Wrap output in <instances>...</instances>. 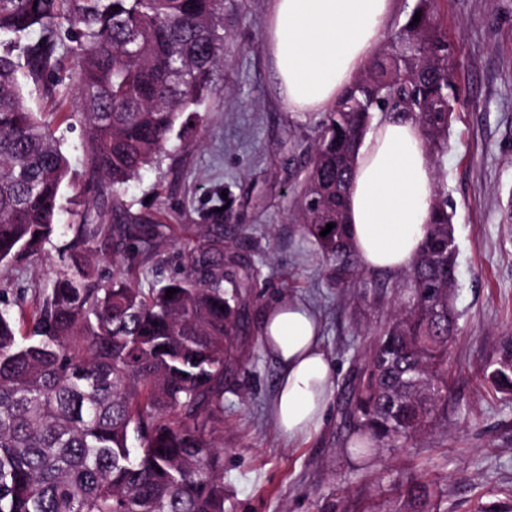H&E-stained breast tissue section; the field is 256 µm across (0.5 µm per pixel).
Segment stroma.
I'll return each mask as SVG.
<instances>
[{
	"label": "stroma",
	"mask_w": 512,
	"mask_h": 512,
	"mask_svg": "<svg viewBox=\"0 0 512 512\" xmlns=\"http://www.w3.org/2000/svg\"><path fill=\"white\" fill-rule=\"evenodd\" d=\"M270 7L271 0H224V67L215 75L216 92L124 195L130 215L176 232L160 252L163 276L183 267L199 225L216 222L224 226L225 246L259 269L236 340L246 364L224 382L223 423L213 431L224 458V512H394L402 503L398 484L413 460L424 463L442 488L446 512H472L476 501L512 492V396L474 376L512 336V0H438V18L458 59L459 100L448 150L436 165L458 249L462 318L453 383L446 420L422 437L420 447L408 454L383 448L364 462L343 451L342 384L353 351L369 343L399 300L366 271L348 287H328L325 258L291 217L324 115L300 119L285 109L265 43ZM76 56L73 43L57 49L63 83L56 99L43 98L33 83L24 88L30 107L51 121L70 178L60 198L61 231L40 256L0 273V296L21 291L30 305L52 287L57 254L76 225L98 214L80 192L87 130L69 79ZM98 271L140 288L153 280L146 266L115 248L100 252ZM288 298L318 312L334 367L324 424L296 440L269 418L278 368L259 336L266 307Z\"/></svg>",
	"instance_id": "obj_1"
}]
</instances>
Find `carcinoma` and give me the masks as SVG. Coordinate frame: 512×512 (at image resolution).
<instances>
[{"mask_svg":"<svg viewBox=\"0 0 512 512\" xmlns=\"http://www.w3.org/2000/svg\"><path fill=\"white\" fill-rule=\"evenodd\" d=\"M437 0L393 32L366 76L326 113L294 219L328 263L331 288L358 271L345 232L357 151L377 112L419 123L432 155L448 150L457 100L455 46ZM224 0H0V35L39 38L0 48V268L40 252L58 230L69 163L49 123L26 103L18 73L58 94L55 53L77 46L75 76L88 129L84 192L125 210L122 191L187 127L224 66ZM329 223L335 227L324 237ZM168 226L135 217L80 224L42 305L0 298V512H224V464L207 422L224 409V378L240 358V300L254 269L224 254L221 224H203L180 276L150 288L104 279L93 244L150 263ZM456 242L448 199L403 283L401 307L345 381L349 455L408 451L447 414L448 363L462 314L454 305ZM173 288L172 298H165ZM29 335H21V327ZM512 395V338L480 369ZM394 512H440L419 476Z\"/></svg>","mask_w":512,"mask_h":512,"instance_id":"carcinoma-1","label":"carcinoma"}]
</instances>
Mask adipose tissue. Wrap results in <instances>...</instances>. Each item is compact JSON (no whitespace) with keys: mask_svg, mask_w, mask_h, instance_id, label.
Returning <instances> with one entry per match:
<instances>
[{"mask_svg":"<svg viewBox=\"0 0 512 512\" xmlns=\"http://www.w3.org/2000/svg\"><path fill=\"white\" fill-rule=\"evenodd\" d=\"M394 0H273L265 35L289 112H323L376 56ZM434 166L419 124L377 115L358 151L347 193V235L367 271L399 276L415 260L431 219ZM261 344L279 368L270 417L288 438L323 424L333 375L319 319L305 302L268 306Z\"/></svg>","mask_w":512,"mask_h":512,"instance_id":"adipose-tissue-1","label":"adipose tissue"}]
</instances>
